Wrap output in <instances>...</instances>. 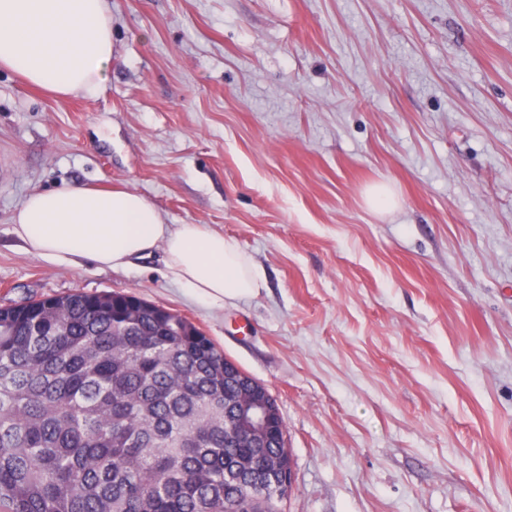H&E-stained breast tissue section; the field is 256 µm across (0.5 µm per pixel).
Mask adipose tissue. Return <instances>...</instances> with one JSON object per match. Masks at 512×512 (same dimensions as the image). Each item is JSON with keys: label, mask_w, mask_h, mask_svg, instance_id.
Returning a JSON list of instances; mask_svg holds the SVG:
<instances>
[{"label": "adipose tissue", "mask_w": 512, "mask_h": 512, "mask_svg": "<svg viewBox=\"0 0 512 512\" xmlns=\"http://www.w3.org/2000/svg\"><path fill=\"white\" fill-rule=\"evenodd\" d=\"M112 68L111 0H0V69L57 96L92 91ZM23 249L52 265L128 269L162 250L167 278L213 308L253 295L261 270L202 224H167L127 188L68 184L32 193L15 213Z\"/></svg>", "instance_id": "adipose-tissue-1"}]
</instances>
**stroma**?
<instances>
[{"mask_svg":"<svg viewBox=\"0 0 512 512\" xmlns=\"http://www.w3.org/2000/svg\"><path fill=\"white\" fill-rule=\"evenodd\" d=\"M112 43L79 96L0 72V305L186 316L278 404L283 512H512V0H112ZM70 182L224 234L263 288L46 265L12 218Z\"/></svg>","mask_w":512,"mask_h":512,"instance_id":"35a3bbf8","label":"stroma"}]
</instances>
